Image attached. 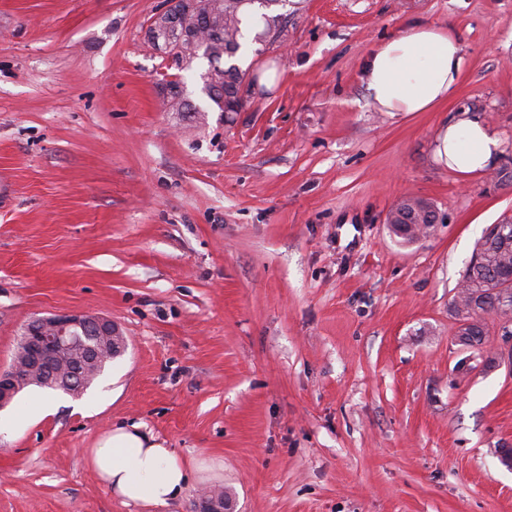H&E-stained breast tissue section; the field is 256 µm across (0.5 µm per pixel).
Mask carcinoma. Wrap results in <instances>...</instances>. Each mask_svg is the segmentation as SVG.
<instances>
[{"label":"carcinoma","mask_w":512,"mask_h":512,"mask_svg":"<svg viewBox=\"0 0 512 512\" xmlns=\"http://www.w3.org/2000/svg\"><path fill=\"white\" fill-rule=\"evenodd\" d=\"M198 10L208 17L206 26L194 40L174 38L171 42L181 59L182 69H190L196 59L207 58L211 82L204 96L222 110L224 98L236 95L243 70L236 57L246 40L268 42L282 14L275 8L287 0H197ZM437 222L433 205L421 198L399 201L391 210V233L403 243H412L431 231ZM476 300L485 314L505 316L512 311V222L487 231L479 241L475 256L465 269L450 302V311L459 321L458 305Z\"/></svg>","instance_id":"cac0c4a2"}]
</instances>
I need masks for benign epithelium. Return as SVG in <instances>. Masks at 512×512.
<instances>
[{
  "mask_svg": "<svg viewBox=\"0 0 512 512\" xmlns=\"http://www.w3.org/2000/svg\"><path fill=\"white\" fill-rule=\"evenodd\" d=\"M187 4L188 0H165L164 7L153 15L148 28L156 48L169 49L159 32H179V27L167 21L168 16L177 14L184 18V26H189L191 8ZM126 348V337L107 317L81 313L35 317L25 325L10 367L0 368V410L23 389V369L48 388L72 395L83 387L74 364L99 363Z\"/></svg>",
  "mask_w": 512,
  "mask_h": 512,
  "instance_id": "benign-epithelium-1",
  "label": "benign epithelium"
}]
</instances>
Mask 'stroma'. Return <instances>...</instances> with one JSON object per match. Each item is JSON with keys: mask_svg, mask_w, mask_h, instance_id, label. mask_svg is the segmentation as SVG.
I'll return each instance as SVG.
<instances>
[{"mask_svg": "<svg viewBox=\"0 0 512 512\" xmlns=\"http://www.w3.org/2000/svg\"><path fill=\"white\" fill-rule=\"evenodd\" d=\"M164 0H0V367L24 324L108 316L125 353L0 433V512H512V358L496 316L460 351L449 311L484 230L512 219V0H288L243 47L242 111H167L144 34ZM465 64L429 112H379L363 56L415 26ZM460 110L501 135L479 174L434 155ZM439 222L402 243L403 197ZM499 362L483 368L486 352ZM138 423L198 466L164 507L124 502L88 451ZM424 205L428 209V216L431 217V223L416 224L418 213H415L416 206ZM437 222V215L433 205L427 200L409 197L399 201L391 210L388 217V224L391 233L403 243H412L419 239L420 235H425L431 231ZM409 224H416V228L410 234Z\"/></svg>", "mask_w": 512, "mask_h": 512, "instance_id": "obj_1", "label": "stroma"}]
</instances>
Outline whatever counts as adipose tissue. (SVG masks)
Listing matches in <instances>:
<instances>
[{
	"mask_svg": "<svg viewBox=\"0 0 512 512\" xmlns=\"http://www.w3.org/2000/svg\"><path fill=\"white\" fill-rule=\"evenodd\" d=\"M463 70L458 37L451 31L414 26L376 45L365 58L361 81L379 112H426L447 101ZM502 139L481 116L462 111L439 132L435 155L462 173L492 168ZM102 483L127 502L166 505L189 481L185 463L140 425L116 427L89 451Z\"/></svg>",
	"mask_w": 512,
	"mask_h": 512,
	"instance_id": "1",
	"label": "adipose tissue"
}]
</instances>
